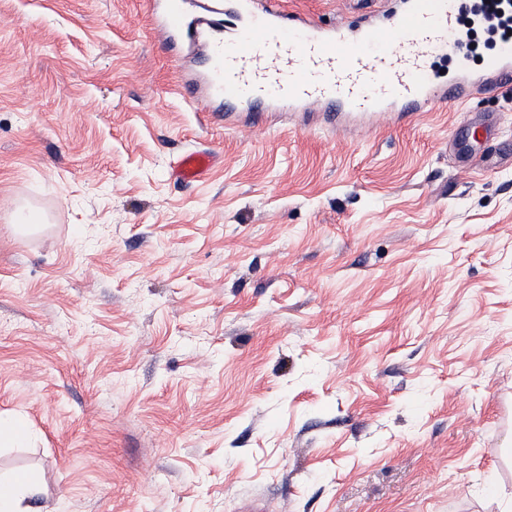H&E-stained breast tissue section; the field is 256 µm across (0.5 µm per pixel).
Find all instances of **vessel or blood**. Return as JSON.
I'll use <instances>...</instances> for the list:
<instances>
[{
  "label": "vessel or blood",
  "instance_id": "1",
  "mask_svg": "<svg viewBox=\"0 0 512 512\" xmlns=\"http://www.w3.org/2000/svg\"><path fill=\"white\" fill-rule=\"evenodd\" d=\"M458 0H405L390 29L363 24L357 37L342 27L289 12L283 0H210L202 12L187 0H164L160 26L168 43L201 49L208 71L198 75L193 104L208 111L342 112L383 119L450 104L512 79V39L499 41L480 72L460 68L440 81L432 58L447 54L460 25ZM206 149L185 152L170 174L195 182L216 163Z\"/></svg>",
  "mask_w": 512,
  "mask_h": 512
}]
</instances>
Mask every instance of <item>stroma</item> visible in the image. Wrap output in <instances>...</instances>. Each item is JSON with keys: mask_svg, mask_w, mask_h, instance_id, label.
Segmentation results:
<instances>
[{"mask_svg": "<svg viewBox=\"0 0 512 512\" xmlns=\"http://www.w3.org/2000/svg\"><path fill=\"white\" fill-rule=\"evenodd\" d=\"M151 13L0 0V474L30 512H512V85L226 125ZM216 161V155L207 149L189 150L172 165L170 174L183 182H195L206 175ZM26 426L19 417L0 414V444L7 438L16 445H21L27 438Z\"/></svg>", "mask_w": 512, "mask_h": 512, "instance_id": "stroma-1", "label": "stroma"}]
</instances>
